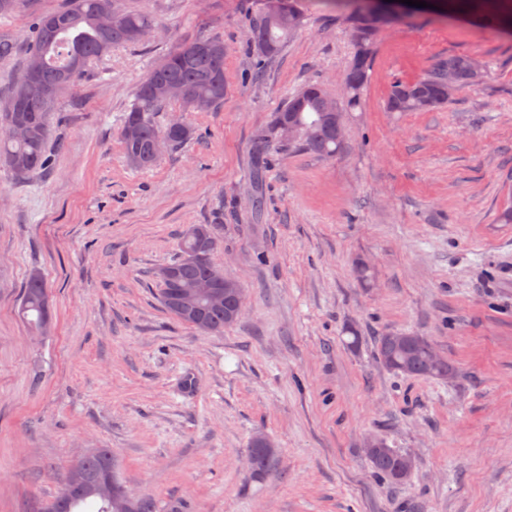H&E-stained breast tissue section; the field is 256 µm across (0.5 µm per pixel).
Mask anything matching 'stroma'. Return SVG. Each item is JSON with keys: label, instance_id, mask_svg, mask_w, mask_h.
I'll return each instance as SVG.
<instances>
[{"label": "stroma", "instance_id": "obj_1", "mask_svg": "<svg viewBox=\"0 0 512 512\" xmlns=\"http://www.w3.org/2000/svg\"><path fill=\"white\" fill-rule=\"evenodd\" d=\"M62 2L0 17L21 48L0 60V94L36 14ZM120 2L154 32L58 98L49 170L21 179L0 164V512H44L94 448L157 512H512V224L497 221L512 205V36L394 19L344 115L343 152L280 150L259 170L254 141L289 96L317 83L345 104L353 47L334 0H301L302 27L262 62L250 18L264 0ZM207 38L224 42L223 104L156 113L194 134L131 167L118 133L138 84ZM455 53L485 65L479 86L431 112L387 111L393 80ZM219 217L213 261L244 304L216 335L170 316L151 273L190 225ZM34 272L54 312L40 337L17 316ZM387 333L429 337L453 378L383 369L374 339ZM258 434L276 447L261 475L248 464ZM371 436L412 454L407 485L373 476Z\"/></svg>", "mask_w": 512, "mask_h": 512}]
</instances>
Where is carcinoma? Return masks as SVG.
Instances as JSON below:
<instances>
[{
	"label": "carcinoma",
	"mask_w": 512,
	"mask_h": 512,
	"mask_svg": "<svg viewBox=\"0 0 512 512\" xmlns=\"http://www.w3.org/2000/svg\"><path fill=\"white\" fill-rule=\"evenodd\" d=\"M348 12V33L353 45V59L344 79L347 90V107L360 105L361 91L366 84L379 43V37L388 21L382 19L367 4L366 0H343ZM287 14L291 20L280 25H268L263 16L252 18L253 44L266 43L271 51L262 55L269 59L276 56L284 42L301 25L303 14L299 0H285ZM112 14V29L106 31L98 25V15ZM439 12L456 19L470 21L498 32L512 33V0H442ZM153 18L145 12L125 11L117 7V0H65L57 10L39 14L35 31L26 55L24 71L14 82L7 98L16 101L17 111L0 112V128L21 121L30 132L24 137L0 135V160L13 173L23 178L52 165L46 146L50 136L48 115L56 100L48 107L39 105L35 89H26L23 79L34 62L40 63L37 82L44 90H51L57 97L73 80L79 78L87 64L107 54L113 46L137 44L141 39L136 34L143 29H152ZM472 57L467 53L450 55L438 60L411 82L396 81L387 97L389 112H430L446 104L450 99L441 73L451 72L458 90L462 91L479 84L482 77L472 69ZM176 81L183 84L201 111H208L224 102V41L217 38L184 42L171 50L143 78L135 92V102L124 118L122 128L133 126L138 134L134 138L120 135V141L128 162L135 168L148 169L155 165L158 154L153 150L158 139L168 141L171 148L185 143L192 136V129L184 126L179 131L170 126L160 127L155 114L164 111L170 104L150 94L155 83ZM327 96L318 84H307L273 115L271 130L277 131L278 120L291 122L296 135L288 141V148L307 150L327 158L339 155L344 139L338 130L336 116L324 110ZM224 225L207 226V237L198 240L185 232L179 243V255L166 267L172 269L175 278L170 282L159 281V298L163 308L177 321L200 329L195 318L186 310L172 303V296L193 282L211 278L220 283L226 281L224 273L217 269L208 256L214 251ZM233 302L224 301L214 306L205 300L195 301L193 308L206 325L204 332L218 334L234 324L229 319ZM20 318L29 327L33 336H44L51 326V307L48 291L40 273L31 274L21 297ZM409 341L401 343L391 334L379 336L374 341V352L380 365L388 371L411 377L448 380L454 367L448 360L433 358L436 347L430 339L418 334L408 335ZM276 451L265 448L258 438L250 444L249 456L252 469L261 474L271 467ZM374 475L390 485L407 483L413 470L406 468L407 453L380 441V448L368 455ZM88 477H101L106 470H114L112 450L101 448L98 453L83 459ZM119 492L109 497L98 496L91 489L78 494L70 481H65L63 491L49 506V512H82L90 506L94 512H123L124 496Z\"/></svg>",
	"instance_id": "cac0c4a2"
}]
</instances>
